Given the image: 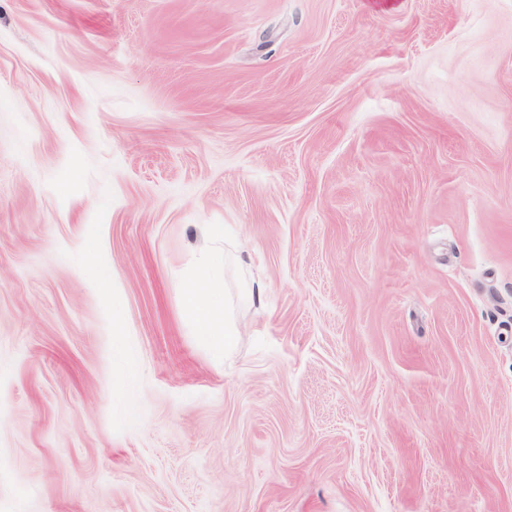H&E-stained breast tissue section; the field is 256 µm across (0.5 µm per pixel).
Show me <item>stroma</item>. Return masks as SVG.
<instances>
[{"label":"stroma","instance_id":"stroma-1","mask_svg":"<svg viewBox=\"0 0 512 512\" xmlns=\"http://www.w3.org/2000/svg\"><path fill=\"white\" fill-rule=\"evenodd\" d=\"M0 512H512V0H0ZM180 298L183 313L196 325L198 336L216 350L234 347L237 334L226 311L224 284L209 264H201L182 284Z\"/></svg>","mask_w":512,"mask_h":512}]
</instances>
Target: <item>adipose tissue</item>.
<instances>
[{
	"label": "adipose tissue",
	"instance_id": "1",
	"mask_svg": "<svg viewBox=\"0 0 512 512\" xmlns=\"http://www.w3.org/2000/svg\"><path fill=\"white\" fill-rule=\"evenodd\" d=\"M182 310L208 344L217 350L232 349L236 331L224 306V284L209 264H201L180 288Z\"/></svg>",
	"mask_w": 512,
	"mask_h": 512
}]
</instances>
